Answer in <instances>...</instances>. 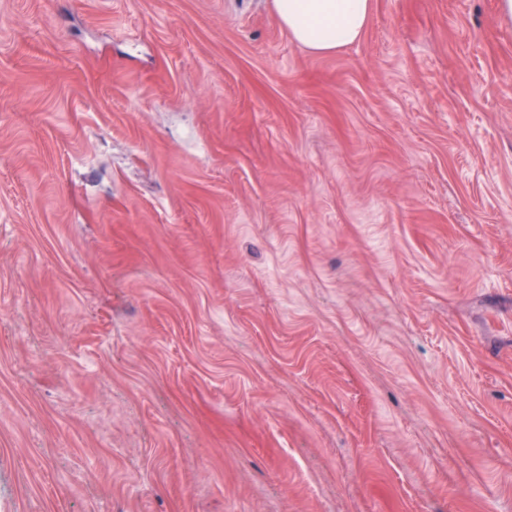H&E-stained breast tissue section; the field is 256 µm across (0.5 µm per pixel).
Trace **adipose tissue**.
Wrapping results in <instances>:
<instances>
[{
  "instance_id": "obj_1",
  "label": "adipose tissue",
  "mask_w": 512,
  "mask_h": 512,
  "mask_svg": "<svg viewBox=\"0 0 512 512\" xmlns=\"http://www.w3.org/2000/svg\"><path fill=\"white\" fill-rule=\"evenodd\" d=\"M271 8L296 43L322 55L360 39L372 0H271Z\"/></svg>"
}]
</instances>
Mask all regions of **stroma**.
<instances>
[{
    "label": "stroma",
    "instance_id": "obj_1",
    "mask_svg": "<svg viewBox=\"0 0 512 512\" xmlns=\"http://www.w3.org/2000/svg\"><path fill=\"white\" fill-rule=\"evenodd\" d=\"M0 512H512L497 0H0ZM271 8L296 43L322 55L360 39L372 0H271Z\"/></svg>",
    "mask_w": 512,
    "mask_h": 512
}]
</instances>
